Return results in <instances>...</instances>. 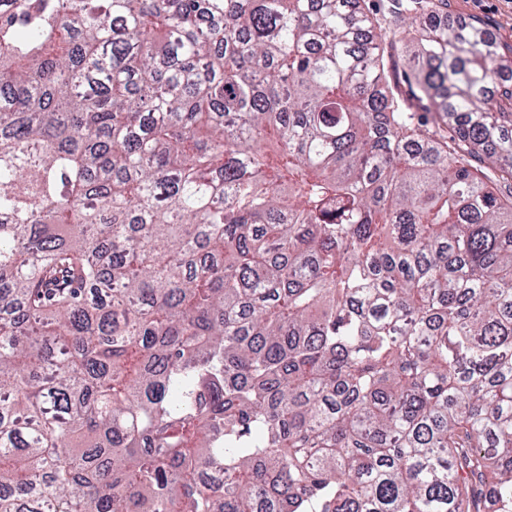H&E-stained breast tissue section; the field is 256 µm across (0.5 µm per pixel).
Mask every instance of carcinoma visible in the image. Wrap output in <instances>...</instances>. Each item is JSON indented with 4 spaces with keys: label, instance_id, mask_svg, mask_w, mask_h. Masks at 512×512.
Instances as JSON below:
<instances>
[{
    "label": "carcinoma",
    "instance_id": "obj_1",
    "mask_svg": "<svg viewBox=\"0 0 512 512\" xmlns=\"http://www.w3.org/2000/svg\"><path fill=\"white\" fill-rule=\"evenodd\" d=\"M446 9L0 0V512H512V82Z\"/></svg>",
    "mask_w": 512,
    "mask_h": 512
}]
</instances>
